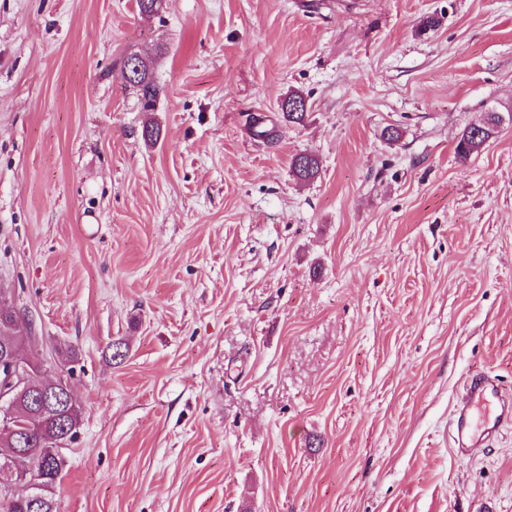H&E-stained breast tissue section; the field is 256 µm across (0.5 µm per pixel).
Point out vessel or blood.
Segmentation results:
<instances>
[{
  "label": "vessel or blood",
  "instance_id": "b4317fda",
  "mask_svg": "<svg viewBox=\"0 0 512 512\" xmlns=\"http://www.w3.org/2000/svg\"><path fill=\"white\" fill-rule=\"evenodd\" d=\"M512 423V400L504 398L495 377H468L450 423L452 448L461 459L485 446L500 429Z\"/></svg>",
  "mask_w": 512,
  "mask_h": 512
}]
</instances>
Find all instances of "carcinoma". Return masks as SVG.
<instances>
[{"label":"carcinoma","mask_w":512,"mask_h":512,"mask_svg":"<svg viewBox=\"0 0 512 512\" xmlns=\"http://www.w3.org/2000/svg\"><path fill=\"white\" fill-rule=\"evenodd\" d=\"M139 64L142 69L140 77L134 82H129V86L136 91L143 108L151 111L155 106L158 88L149 76L146 60L139 58ZM307 108V100L302 94H288L281 104L284 121L293 124L303 123ZM499 124L500 118L497 113L490 112L482 126L471 125L465 128L455 145L458 159L466 161L479 152ZM290 170L297 180L310 181L318 174V160L313 154L297 153L291 159ZM7 412L26 417L32 443L27 448L23 447V444L3 430L4 424L0 422V474L35 475L37 482L29 484L26 488L21 486L11 489L6 497L0 495V512H31L28 496L33 492L42 497L40 512H60L59 503L52 493V488L66 465L63 448L59 443L70 442L76 437L80 425L79 405L71 402L57 408H49L42 416L28 417L27 404L16 401L3 409L0 408V419L5 418Z\"/></svg>","instance_id":"1"}]
</instances>
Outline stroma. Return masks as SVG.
I'll list each match as a JSON object with an SVG mask.
<instances>
[{
	"label": "stroma",
	"mask_w": 512,
	"mask_h": 512,
	"mask_svg": "<svg viewBox=\"0 0 512 512\" xmlns=\"http://www.w3.org/2000/svg\"><path fill=\"white\" fill-rule=\"evenodd\" d=\"M0 292L77 354L61 512H512V425L446 440L512 396V0H0ZM134 57L139 59L142 72L140 73L138 80L134 82H128V84L130 87H132V89L136 91L142 102L143 108L146 111H152L154 109L159 90L155 85L152 77L149 76V67L146 60L138 54H128L122 58L121 65L123 70L127 69L130 60ZM290 103H298L300 109L295 111L291 108ZM308 103L306 98L300 93H290L281 104L283 119L285 122L293 124H301L304 122L307 114ZM500 124V118L496 112H489L481 127L471 125L465 128L457 138L455 154L461 161L468 160L473 154L478 153L484 144L495 133ZM290 170L298 181H310L318 174V160L313 154L306 152L297 153L291 159ZM486 413L478 421L476 411ZM512 422V403L501 393L497 379L475 374L466 380L450 423L453 452L460 459L472 456L474 448L486 446L500 429Z\"/></svg>",
	"instance_id": "1"
}]
</instances>
